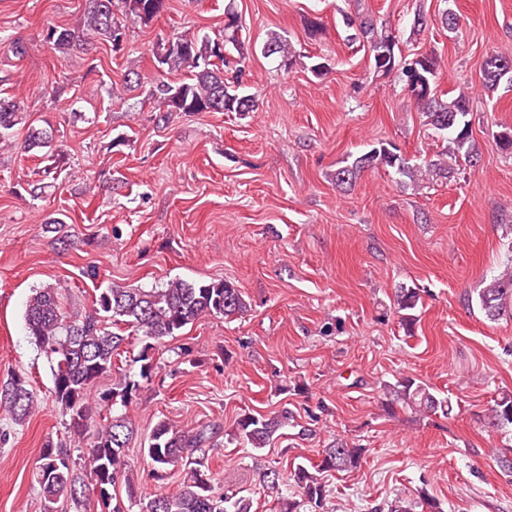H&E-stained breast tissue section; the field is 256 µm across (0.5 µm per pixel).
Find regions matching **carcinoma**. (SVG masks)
I'll return each instance as SVG.
<instances>
[{"mask_svg": "<svg viewBox=\"0 0 512 512\" xmlns=\"http://www.w3.org/2000/svg\"><path fill=\"white\" fill-rule=\"evenodd\" d=\"M125 17L144 23L162 17L168 0H89L83 21L72 29H51L46 39L64 52L82 48L88 36L105 37L116 44L114 33L122 24L115 19V10ZM344 25L354 29L351 38L364 39L370 45L375 70L383 76L395 75L403 90L425 123L446 141L438 158L412 164L390 142H379L360 154L335 173L336 185L352 186L368 169L391 168L396 174L414 182L431 173H451V162L459 158L474 160L471 145L472 128L466 95L445 98L438 90V66L435 57L422 54L415 58L401 55L380 62L396 36L382 33L372 22L356 23L350 15ZM243 25L232 6L224 8V29L220 37L177 33L171 36L173 46L155 57L157 67L170 72L188 70L192 78L174 85L160 82L153 96L158 109L165 112H252L257 101L242 91L244 71ZM223 44L229 56L217 53ZM264 46L280 58L279 66L289 69L296 61V51L288 39L272 35ZM512 58L499 55L487 57L483 67V86L497 88L502 69ZM233 74L227 83L224 73ZM19 121V108L13 99L0 97V143L10 140ZM53 130L29 126L21 149L52 148ZM421 301L415 288L400 287L394 293V308L401 322L412 327V314ZM478 305L487 319L496 321L512 317V265L490 279L478 292ZM246 310L240 291L225 280H170L152 288H123L110 285L95 298L93 309L86 314L63 312L59 290L36 288L26 306L24 319L28 335L45 355L53 381V400L63 415L69 417V430L81 438L93 429V440L86 455L77 462L70 453L47 442L42 448L33 478L41 493L40 512H54L60 498L78 500L77 490L90 480L99 489V502L112 512H130L141 501L139 488L130 472L127 451L134 439L135 426L129 415L139 384L132 380L115 358L125 341L123 327H130L142 337L143 346L131 362L140 364L139 375L151 377L154 370L152 350L168 337H174L187 325L205 316L238 315ZM116 377L112 387L102 392L96 388L105 377ZM383 405L392 412L408 409L415 414L447 415L452 410L449 398L430 391V387L406 377L382 388ZM37 403L29 389V381L16 375L0 386V409L8 412L17 423L25 422L36 410ZM292 415L286 410L264 414H244L236 421L233 436L255 449L267 447L276 434L290 424ZM485 425L496 432H512V395L504 393L485 414ZM218 434L214 425L178 428L168 421H159L149 437L143 453L150 460L152 474L162 479L170 467L184 465L185 476L174 493L160 492L148 498L142 512H251L252 501L239 495L232 485L224 486V496L213 495L212 477L203 453ZM364 449L341 440L324 449L321 459L311 467L297 465L293 482L301 499L296 500L280 489V474L272 468L258 472L259 485L275 496L277 512H301L308 504L323 507L326 498L324 475L332 471L356 468ZM494 458L501 472L512 476V448L494 449ZM126 487L128 502L110 493L118 483ZM443 512L439 501L426 489L417 490V498L395 499L387 504V512Z\"/></svg>", "mask_w": 512, "mask_h": 512, "instance_id": "carcinoma-1", "label": "carcinoma"}]
</instances>
